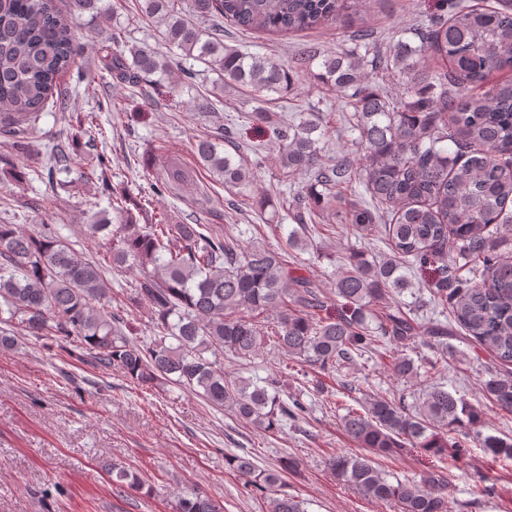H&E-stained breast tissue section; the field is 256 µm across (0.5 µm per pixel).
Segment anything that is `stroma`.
<instances>
[{
    "mask_svg": "<svg viewBox=\"0 0 512 512\" xmlns=\"http://www.w3.org/2000/svg\"><path fill=\"white\" fill-rule=\"evenodd\" d=\"M108 7L104 19L91 12L78 15L79 64L93 73L90 81L69 91L67 111L47 109L36 123L23 153L16 161L25 171L45 165L48 142L70 144L78 116L95 113L106 141L98 149L105 156L99 178L78 182L71 192L36 180L15 184L0 179V224H14L29 232L44 224L56 225L87 257L98 258L108 249L104 237L87 234L89 214L108 209L114 187H127L133 197L153 196L156 209L169 223L190 219L237 238L245 248L284 245L296 223L282 202L283 190L305 189L308 178L283 170L279 146L264 124L249 121L248 113L262 109L287 118L318 113L329 122L322 156L326 159L353 152L354 131L346 119L340 93L317 86L309 74H298L288 93L259 100L235 86L222 87L218 74L206 64L185 61L164 39L158 22L139 15L138 0H101ZM440 0H358L344 22L335 26L281 36L261 31L224 27L226 44L242 51L292 66L298 51L314 45L331 54L354 45V30L364 28L379 42L412 41L413 32L436 12ZM120 29L123 50L150 45L167 63L168 78L158 85L120 84L101 63L97 27ZM190 65L194 78L181 68ZM216 96L215 112L189 111L192 95ZM236 117L232 141L252 171L248 184L227 188L198 166L193 144L201 137H216L229 117ZM175 157L193 174L192 182L171 186L157 195L155 168L150 156ZM312 249L292 262L294 275L313 281L329 297L336 274L347 262L349 247L369 253L385 252L383 230L363 237L345 233L313 234ZM135 270L108 272L112 306L124 311L125 332L139 338L150 335L146 308L133 309L123 294ZM458 351L441 371L429 374L433 383L480 406L483 435L512 440V415L488 400L482 387L495 364L489 350L465 337L454 340ZM251 374L279 376L283 389L300 394L310 405L304 419L281 431L262 432L231 412L205 404L191 391L176 385L147 388L127 380L120 371L88 366L69 349L49 340L18 336L14 345L0 347V512H175L178 497L203 491L224 506V512H266L263 499L248 496L246 480L224 463L229 454H249L258 465L296 458L297 473L286 478L287 491L307 501L308 512H396L382 502L365 498L343 485L329 470L331 455L353 450L339 426V414L324 402L325 393L346 403L378 392L412 399V382L392 374L371 354L358 358L345 375L307 370L300 374L280 370L276 354L258 356ZM137 472L150 491L118 488L112 482L113 464ZM389 478H410L430 469L454 470L451 458H438L413 448L378 460ZM485 490L474 483L456 481L448 490V512H512V459L495 458L479 445L468 448L462 462Z\"/></svg>",
    "mask_w": 512,
    "mask_h": 512,
    "instance_id": "obj_1",
    "label": "stroma"
}]
</instances>
